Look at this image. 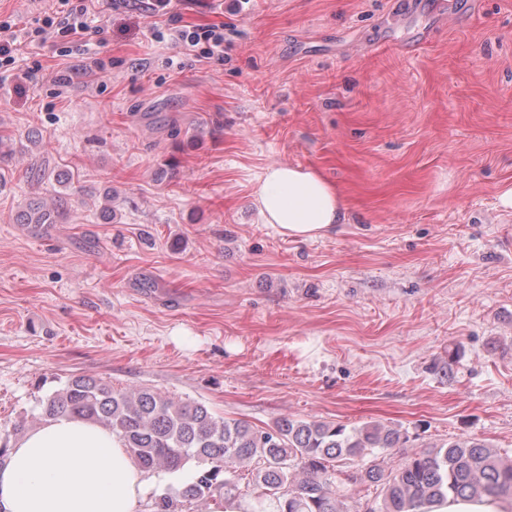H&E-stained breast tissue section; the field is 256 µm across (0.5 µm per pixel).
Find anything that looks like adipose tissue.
Instances as JSON below:
<instances>
[{"mask_svg":"<svg viewBox=\"0 0 512 512\" xmlns=\"http://www.w3.org/2000/svg\"><path fill=\"white\" fill-rule=\"evenodd\" d=\"M251 198L262 223L295 240L321 238L345 215L334 184L288 162L267 166ZM145 489L120 438L67 417L26 433L0 466V512H139Z\"/></svg>","mask_w":512,"mask_h":512,"instance_id":"1","label":"adipose tissue"}]
</instances>
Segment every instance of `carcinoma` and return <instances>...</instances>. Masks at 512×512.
<instances>
[{"mask_svg": "<svg viewBox=\"0 0 512 512\" xmlns=\"http://www.w3.org/2000/svg\"><path fill=\"white\" fill-rule=\"evenodd\" d=\"M65 210L31 201L21 223L46 229ZM39 419L68 415L118 436L146 472L175 473L195 463L191 481L155 497L150 512L209 510L240 499L238 471L248 469L259 502L277 512H351V486L380 490L367 512H427L452 498L494 497L512 503V457L488 443L458 437L411 455L398 469L373 459L353 474L335 468L342 457L400 448L408 433L373 422L351 428L331 421L281 417L268 428L216 415L204 403L177 400L150 388L116 389L102 378L71 375L38 401ZM28 430L25 417L0 430V465L10 437Z\"/></svg>", "mask_w": 512, "mask_h": 512, "instance_id": "1", "label": "carcinoma"}]
</instances>
